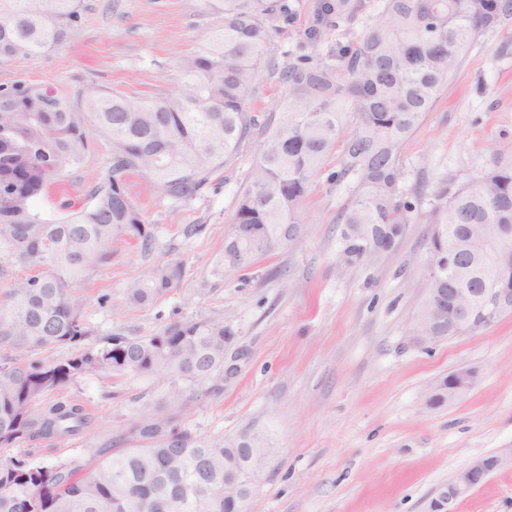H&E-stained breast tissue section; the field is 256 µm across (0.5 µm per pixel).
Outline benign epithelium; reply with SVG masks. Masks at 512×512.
<instances>
[{
  "label": "benign epithelium",
  "mask_w": 512,
  "mask_h": 512,
  "mask_svg": "<svg viewBox=\"0 0 512 512\" xmlns=\"http://www.w3.org/2000/svg\"><path fill=\"white\" fill-rule=\"evenodd\" d=\"M438 296H448V308L453 316L448 322L454 334H470L480 327L469 323L460 324L459 319L467 317L475 310L482 311L496 321L512 314V288H463L448 274V288L437 289ZM476 373L469 368H460L448 374V380L440 383L431 394L430 403L442 405L463 399L475 384ZM512 466V448L498 454L479 456L459 471L448 483V493L437 504L436 512H453L452 505L460 497L482 486L496 470Z\"/></svg>",
  "instance_id": "benign-epithelium-1"
}]
</instances>
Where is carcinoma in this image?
Listing matches in <instances>:
<instances>
[{
	"label": "carcinoma",
	"instance_id": "1",
	"mask_svg": "<svg viewBox=\"0 0 512 512\" xmlns=\"http://www.w3.org/2000/svg\"><path fill=\"white\" fill-rule=\"evenodd\" d=\"M219 20L207 44L177 64L176 90L150 100L95 93L75 104L47 86L0 93V174L18 188H0V256L31 266L0 307V512H242L224 497V475L270 452L261 433L209 437L174 425L195 391L226 366L232 332L218 319L174 321L147 337L92 340L75 283L112 257V245L132 239L144 251L155 236L129 194L142 175L166 198L187 202L208 185L257 127L247 107L264 54L277 51L273 34L288 22V0H205ZM80 0H0V60L35 57L61 45L79 17ZM350 0H322L319 14L341 19ZM512 15V0H382L381 12L353 43L321 52L313 28L296 50L273 66L288 97L266 133L251 184L239 197L234 223L257 236L229 237L218 268L249 269L260 255L294 241L299 205L311 179L333 152L338 184L354 178V201L341 214L346 253L373 259L392 251L411 222L413 203L400 195V152L431 110L450 75L485 32ZM112 142V164L88 202H68L50 217L37 200L84 160L87 137ZM431 255L448 258L467 288L492 282L512 288V270L496 266L491 224H512V150L497 149L481 173L433 192ZM182 264L157 268L126 288L128 302L145 304L180 280ZM448 335V306L428 296L409 333L432 326ZM76 352L54 361L44 347ZM162 375L169 380L166 416L146 406L118 443L81 462L36 463L9 453L33 437L62 442L90 424L80 403L44 398L86 377Z\"/></svg>",
	"mask_w": 512,
	"mask_h": 512
}]
</instances>
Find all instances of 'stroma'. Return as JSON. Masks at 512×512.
Listing matches in <instances>:
<instances>
[{"label": "stroma", "instance_id": "35a3bbf8", "mask_svg": "<svg viewBox=\"0 0 512 512\" xmlns=\"http://www.w3.org/2000/svg\"><path fill=\"white\" fill-rule=\"evenodd\" d=\"M288 2L294 13L275 38L283 50L312 28L321 29L326 50L355 41L381 9V0H351L352 17L333 27L320 20L319 0ZM81 4L64 44L0 61V86L49 84L75 102L96 92L169 93L180 80L178 60L204 47L213 20L204 0ZM506 41L512 16L480 38L404 143L401 190L416 197V211L396 248L375 259L344 252L340 216L353 202L354 181H329L339 154L324 161L301 203L298 240L243 272L215 266L260 158L261 133L189 202L160 198L148 179L130 177L128 191L156 245L146 252L122 244L78 283L86 323L100 340L150 336L176 320L223 319L248 357L234 378L199 389L178 423L204 436H268L271 451L248 512H434L459 470L512 448V316L437 344L408 334L430 284L433 190L479 174L494 149L512 145V52L499 51ZM111 160V141L91 136L84 164L65 172L41 210L63 215L64 202L85 199ZM170 262L183 265L174 288L144 305L128 303L130 282ZM460 368L477 374L466 397L430 405L431 391ZM168 385L162 376L78 380L59 396L87 404L91 427L63 444L37 437L21 450L37 462L88 460L144 406L161 405ZM453 512H512V468L495 471Z\"/></svg>", "mask_w": 512, "mask_h": 512}]
</instances>
